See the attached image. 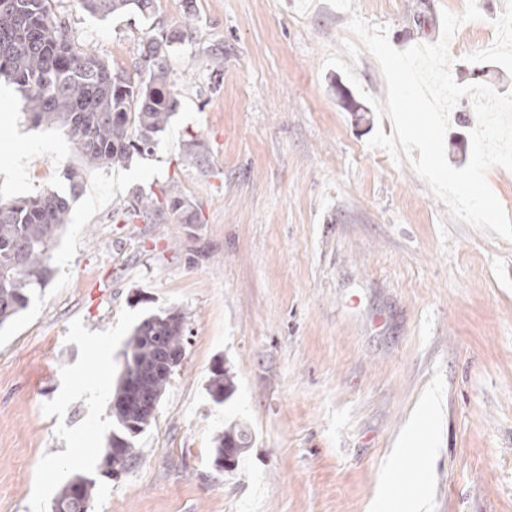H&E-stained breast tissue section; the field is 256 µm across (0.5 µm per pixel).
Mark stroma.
<instances>
[{
  "instance_id": "1",
  "label": "stroma",
  "mask_w": 512,
  "mask_h": 512,
  "mask_svg": "<svg viewBox=\"0 0 512 512\" xmlns=\"http://www.w3.org/2000/svg\"><path fill=\"white\" fill-rule=\"evenodd\" d=\"M447 50L451 74L512 90V0H476ZM466 0H154L150 18L103 19L53 0L70 38L132 75L153 26L184 33L169 55L179 107L151 153L88 166L64 129L28 120L0 78V198L83 172L54 274L0 326V512H52L72 477L90 512H377L423 490L430 512H512V241L454 220L408 161L368 140L390 119L377 60L356 81L324 65L350 13L404 50L437 42ZM224 65L214 68L215 57ZM451 165L471 155L470 98L453 109ZM26 159L15 170L8 146ZM183 213L122 221L134 194ZM185 316L183 356L138 458L99 465L133 328ZM224 365L235 391L206 390ZM253 445L233 473L211 461L225 426ZM435 450L398 454L406 432Z\"/></svg>"
}]
</instances>
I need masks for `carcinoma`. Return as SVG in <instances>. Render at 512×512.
Returning <instances> with one entry per match:
<instances>
[{
  "label": "carcinoma",
  "mask_w": 512,
  "mask_h": 512,
  "mask_svg": "<svg viewBox=\"0 0 512 512\" xmlns=\"http://www.w3.org/2000/svg\"><path fill=\"white\" fill-rule=\"evenodd\" d=\"M51 0H0V75L17 85L24 111L33 123L66 130L86 164H121L133 152H151L179 101L171 90L168 53L184 37L161 29L142 43L147 78L134 79L92 50L74 43L65 24L51 10ZM90 13L109 16L136 12L150 17L153 0H82ZM185 201L163 203L138 195L123 212L127 222L168 208L177 213ZM69 200L52 191L36 197L0 200V325L29 304L31 290L52 276L51 248L66 224ZM184 316L176 309L152 314L136 325L127 342L113 401L114 426L103 457L104 473L118 477L135 462L134 439L156 414L143 408L147 396L161 401L171 377L165 357L183 351ZM207 391L222 403L233 394L224 367L213 369ZM252 443L250 429L234 425L214 440L212 465L232 472ZM95 483L81 475L64 486L52 512H89Z\"/></svg>",
  "instance_id": "cac0c4a2"
}]
</instances>
